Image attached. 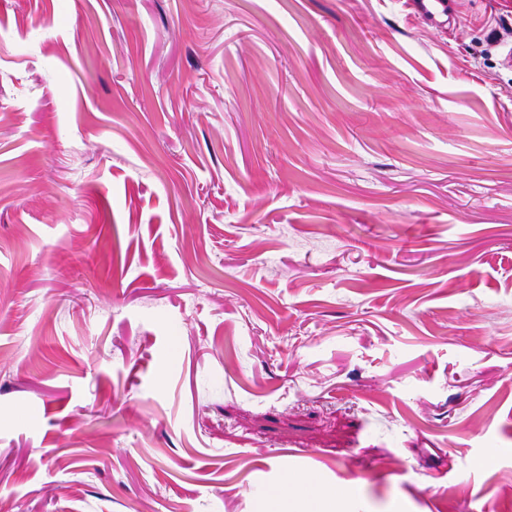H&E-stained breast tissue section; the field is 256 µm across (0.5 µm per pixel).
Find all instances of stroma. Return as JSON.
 Wrapping results in <instances>:
<instances>
[{
    "instance_id": "1",
    "label": "stroma",
    "mask_w": 512,
    "mask_h": 512,
    "mask_svg": "<svg viewBox=\"0 0 512 512\" xmlns=\"http://www.w3.org/2000/svg\"><path fill=\"white\" fill-rule=\"evenodd\" d=\"M0 0V512H512V0ZM414 12L425 21L436 22L440 16L448 17V25L451 24L452 16L448 13V6L445 0H410ZM357 497L355 486L328 489L317 479H290L267 500L263 512H348Z\"/></svg>"
}]
</instances>
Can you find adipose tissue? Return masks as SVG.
I'll return each mask as SVG.
<instances>
[{
    "mask_svg": "<svg viewBox=\"0 0 512 512\" xmlns=\"http://www.w3.org/2000/svg\"><path fill=\"white\" fill-rule=\"evenodd\" d=\"M357 489L323 487L317 479L288 480L267 500L263 512H348Z\"/></svg>",
    "mask_w": 512,
    "mask_h": 512,
    "instance_id": "ef3b65f1",
    "label": "adipose tissue"
}]
</instances>
